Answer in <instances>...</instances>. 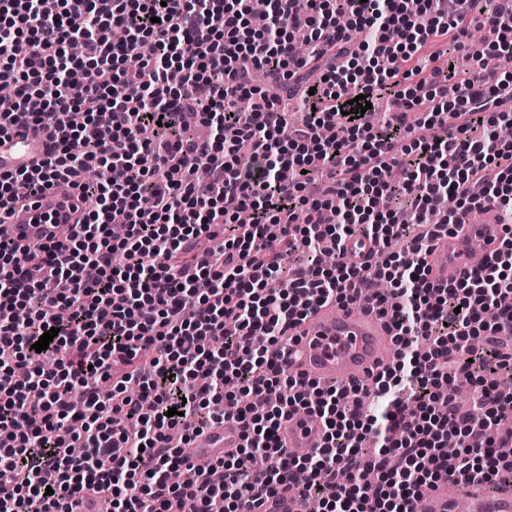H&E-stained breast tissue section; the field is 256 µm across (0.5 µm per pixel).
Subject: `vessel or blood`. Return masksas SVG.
<instances>
[{"label":"vessel or blood","mask_w":512,"mask_h":512,"mask_svg":"<svg viewBox=\"0 0 512 512\" xmlns=\"http://www.w3.org/2000/svg\"><path fill=\"white\" fill-rule=\"evenodd\" d=\"M53 141L48 133L20 124L7 142L0 146V171L40 164L51 152ZM84 202L78 191L66 193L48 189L38 194L32 204L16 210L10 218V235L20 244L47 241L59 224H72L81 215ZM501 227L489 221L465 224L455 235L442 237L429 258L433 278H461L474 267L471 241H480L486 253H493ZM394 333L391 322L377 314L373 300L359 305L339 307L324 305L296 329L300 338L299 362L302 371L326 386L345 387L377 370ZM283 445L295 456L312 453L323 438V427L312 418L295 414L280 428ZM237 427L218 424L195 441V464L212 462L238 447ZM425 498L435 504V512H457L458 499H466L469 512H512V489L483 488L472 493L467 483L455 489L447 485L426 490ZM243 512H307L306 501L296 491L286 489L246 503Z\"/></svg>","instance_id":"obj_1"}]
</instances>
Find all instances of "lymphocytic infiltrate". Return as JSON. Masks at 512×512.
I'll return each mask as SVG.
<instances>
[{
	"label": "lymphocytic infiltrate",
	"mask_w": 512,
	"mask_h": 512,
	"mask_svg": "<svg viewBox=\"0 0 512 512\" xmlns=\"http://www.w3.org/2000/svg\"><path fill=\"white\" fill-rule=\"evenodd\" d=\"M254 2L56 0L48 13L0 0V83L15 88L0 135L25 123L54 139L38 168L0 172V215L56 182L97 204L66 237L0 236V310L26 313L0 321V512H69L75 493L102 491L112 512H179L189 499L241 512L294 486L321 512H414L451 478L512 487L498 453L512 444L498 425L512 391L497 379L512 371V140L495 131L512 122L499 67L512 59V0H457L451 15L442 0L415 13L406 0H309L303 13L264 0L261 29ZM476 20L489 49L459 84L454 54ZM147 42L152 57L130 71ZM355 94L388 99L385 121L350 111ZM191 117L208 139L188 137ZM153 127L161 140L142 138ZM318 176L322 196L308 199ZM398 194L421 234L394 222ZM490 209L505 219L493 257L435 283L432 242ZM357 236L374 266L348 261ZM301 248L307 262L285 268ZM327 250L335 265H322ZM378 282L390 286L375 300L395 329L391 361L347 388L293 371V330ZM452 377L478 385L474 411L457 407ZM371 396L383 401L372 417L359 410ZM299 410L324 430L302 459L279 436ZM226 421L239 448L193 467L180 442Z\"/></svg>",
	"instance_id": "f902f5d3"
}]
</instances>
